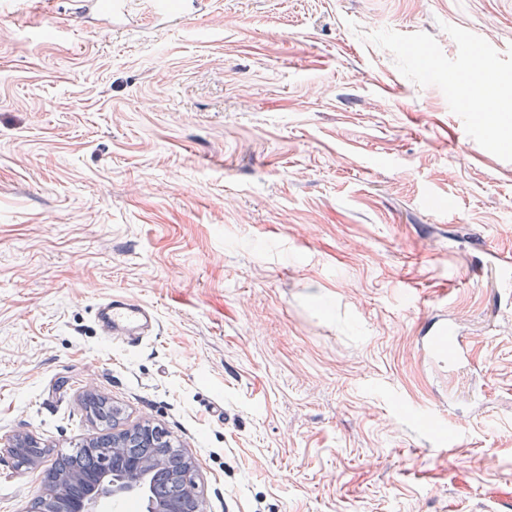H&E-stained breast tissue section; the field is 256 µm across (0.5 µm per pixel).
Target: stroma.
I'll return each mask as SVG.
<instances>
[{
  "label": "stroma",
  "instance_id": "obj_1",
  "mask_svg": "<svg viewBox=\"0 0 512 512\" xmlns=\"http://www.w3.org/2000/svg\"><path fill=\"white\" fill-rule=\"evenodd\" d=\"M0 0V512L158 427L205 512H482L512 485V0ZM499 103L463 93L467 44ZM151 306L104 336L98 302ZM472 365L433 366L438 313ZM203 0H184L182 9L178 12H171L167 9L164 0L154 2V18L164 23H172L182 18L191 16L202 5ZM3 445V446H2ZM39 442L33 437H20L16 436L8 439L6 442H2V438L0 440V452L5 451L14 462V465L18 469L22 468H31L37 465L40 461V458L32 457L30 461H21L17 455L24 453V448H34L40 447L38 446ZM98 462L97 456H90L83 448H76L72 453L57 459L53 469L89 473L96 468Z\"/></svg>",
  "mask_w": 512,
  "mask_h": 512
}]
</instances>
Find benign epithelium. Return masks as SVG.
<instances>
[{
	"instance_id": "1",
	"label": "benign epithelium",
	"mask_w": 512,
	"mask_h": 512,
	"mask_svg": "<svg viewBox=\"0 0 512 512\" xmlns=\"http://www.w3.org/2000/svg\"><path fill=\"white\" fill-rule=\"evenodd\" d=\"M156 437L165 441V435L149 424L112 432V438L107 441L108 455L120 460V469L111 471L104 467L98 476L84 481L86 493L71 504L69 512H101V501H119L129 496L141 498L145 503V512H203L202 501L196 492L194 464L189 458L186 459L187 471L172 475V496L160 499L151 494L149 476L154 467L162 463L166 448L172 443L166 441V447L158 449L151 458L129 455L126 448L133 438L148 443ZM38 445L39 442L32 437L16 436L6 442L0 441V451L13 459L16 468H31L39 463V458L22 461L18 455L26 448ZM76 482L78 478L69 474L46 475L45 486L39 495L44 502L45 512H58V504L66 498L67 487Z\"/></svg>"
}]
</instances>
